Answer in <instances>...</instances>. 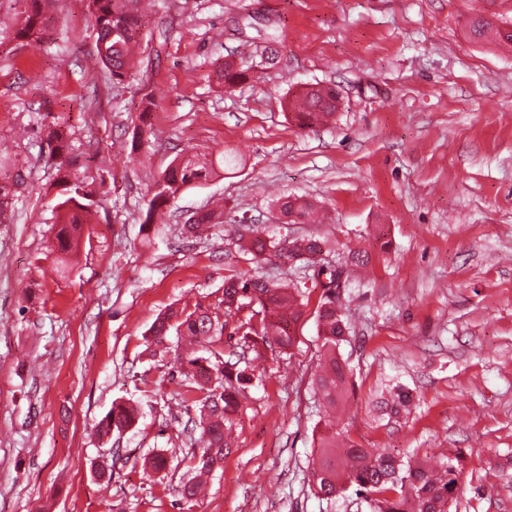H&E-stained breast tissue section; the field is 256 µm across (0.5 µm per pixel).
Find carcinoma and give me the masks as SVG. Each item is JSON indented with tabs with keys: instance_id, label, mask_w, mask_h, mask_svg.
I'll return each instance as SVG.
<instances>
[{
	"instance_id": "cac0c4a2",
	"label": "carcinoma",
	"mask_w": 512,
	"mask_h": 512,
	"mask_svg": "<svg viewBox=\"0 0 512 512\" xmlns=\"http://www.w3.org/2000/svg\"><path fill=\"white\" fill-rule=\"evenodd\" d=\"M15 36L41 38L48 30L50 14L48 0H15ZM141 0H90L91 14L97 31L99 62L112 74V79L123 80L135 67L133 52L140 44L145 27L144 15L139 9ZM497 38L512 44V29L500 28L487 19H478L471 25V34L477 38L490 31ZM224 86L233 87L247 79V69L237 68L226 61L218 66ZM336 85L305 86L287 99L289 111L302 126L325 124L336 113ZM49 138L61 162L57 165L61 192L57 206L64 211L65 220L56 235V271L63 275L70 268L71 254L77 250L95 202L87 191L86 177L71 171L74 161L67 158L69 145L66 134L59 128L49 130ZM212 165L196 158L173 160L154 182L144 223L153 224L163 215L164 208L186 187L209 177ZM280 212L289 223L303 224L314 220L313 204L299 198L278 200ZM220 215L214 211L197 214L194 221L184 225L185 233L195 236L207 224H216ZM238 240L244 242L243 252L256 261L272 257L285 258L301 268L315 263V258L326 251V242L312 237L275 242L254 235L249 225L242 226ZM307 303L298 288L287 282L271 283L255 274L230 277L224 280V318L236 316L244 308L252 314L242 324L241 353L231 362L210 349L214 339L226 325L219 324V315L204 310L189 314L171 311L159 316L151 327L153 341L163 342L170 328L180 337L202 348V354L188 358L177 357V364L185 372L186 393L191 404L198 407V418L191 420L193 428L201 431L203 446L193 456L196 477L210 472L224 460L229 450L228 432L240 412L239 395L243 384L251 381L247 369L239 367L249 354L262 355V350L286 353L298 344L300 322ZM317 323L322 336V354L315 373L316 394L330 408L345 400L350 381V368L340 353L347 341L349 323L336 302L323 299L317 308ZM411 395L405 389L391 394L384 402L390 415L407 410ZM139 420L137 406L115 403L97 422L101 437L122 432ZM317 457L310 472V486L323 500L333 501L354 489L367 503L369 512H449V503L460 490L461 461L448 455L428 466L417 460L404 462L385 451L362 448L336 425L327 421L319 430Z\"/></svg>"
}]
</instances>
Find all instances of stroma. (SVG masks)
<instances>
[{"label":"stroma","mask_w":512,"mask_h":512,"mask_svg":"<svg viewBox=\"0 0 512 512\" xmlns=\"http://www.w3.org/2000/svg\"><path fill=\"white\" fill-rule=\"evenodd\" d=\"M477 16L512 28V0H153L142 64L119 84L98 61L90 0H56L42 42L0 45V512H366L355 494L326 501L309 485L326 415L311 384L321 280L251 261L241 221L324 240L340 259L369 252L339 297L354 378L337 424L405 461L459 453L450 512H512V50L471 40ZM228 58L249 68L231 88L215 73ZM316 83L336 84L342 105L299 127L285 97ZM53 117L98 203L64 275ZM228 150L242 158L232 171ZM187 155L214 175L147 229L155 178ZM283 195L311 200L323 222L288 223ZM217 198L223 223L183 239ZM245 272L291 281L309 304L291 352L250 362L231 449L187 501L197 409L180 397L176 332L157 344L149 330L172 308L223 313L225 279ZM396 386L412 402L391 418L378 403ZM129 399L136 427L98 439L96 421ZM157 452L160 472L144 464Z\"/></svg>","instance_id":"35a3bbf8"}]
</instances>
